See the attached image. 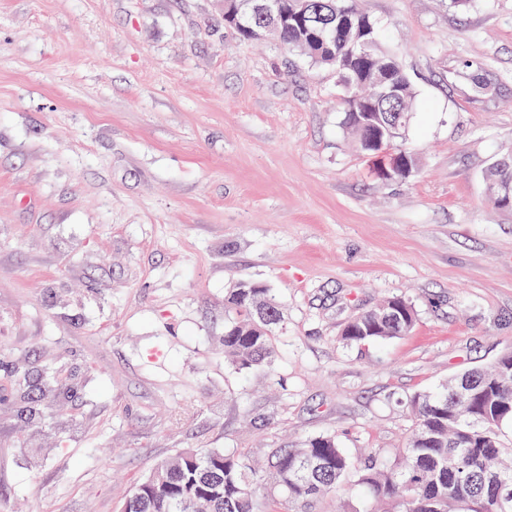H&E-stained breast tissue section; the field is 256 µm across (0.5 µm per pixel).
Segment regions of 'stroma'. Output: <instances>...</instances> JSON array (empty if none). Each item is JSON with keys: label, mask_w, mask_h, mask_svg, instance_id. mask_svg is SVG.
Segmentation results:
<instances>
[{"label": "stroma", "mask_w": 512, "mask_h": 512, "mask_svg": "<svg viewBox=\"0 0 512 512\" xmlns=\"http://www.w3.org/2000/svg\"><path fill=\"white\" fill-rule=\"evenodd\" d=\"M358 5L416 86L403 180L351 142L335 72L240 40L224 0H0V512H120L181 448H401L411 395L512 351V212L484 194L512 0ZM243 280L285 314L248 374L223 350ZM389 297L408 333L341 341Z\"/></svg>", "instance_id": "obj_1"}]
</instances>
